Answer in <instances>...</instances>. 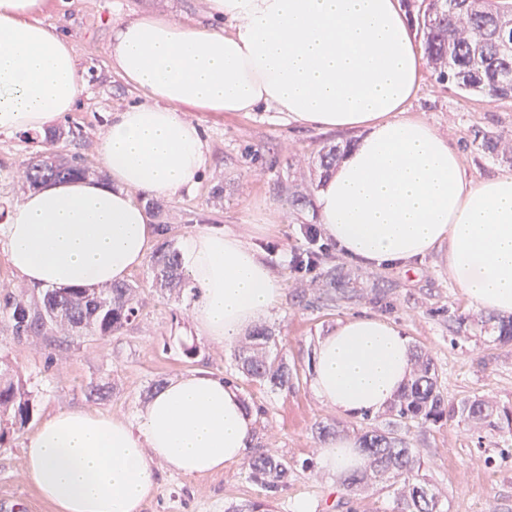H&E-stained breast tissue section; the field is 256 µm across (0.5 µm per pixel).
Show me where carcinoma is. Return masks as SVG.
<instances>
[{
	"instance_id": "obj_1",
	"label": "carcinoma",
	"mask_w": 512,
	"mask_h": 512,
	"mask_svg": "<svg viewBox=\"0 0 512 512\" xmlns=\"http://www.w3.org/2000/svg\"><path fill=\"white\" fill-rule=\"evenodd\" d=\"M410 24L438 84H449L466 94L512 99V0H402ZM341 157L338 145L319 150L317 168L328 175ZM99 175L81 154L52 159L32 157L22 171L23 183L35 187L50 180ZM148 275L155 288L179 292L187 280L179 253L169 241L152 252ZM140 285L123 282L100 288L46 289L30 296L20 289L5 296L0 315L14 338L58 334V349L87 337H107L136 321ZM498 339L512 342V318L484 320ZM412 372L403 389L387 407L388 422L360 436L368 466L349 476L347 488L360 490L384 485L393 489L396 512H440L439 494L420 474V462L409 448L405 433L412 427L435 425L459 416L493 430L512 431V410L500 409L479 396L448 402L441 390L431 356L413 352ZM238 373L248 383L271 391L294 385L297 370L288 365L275 336L258 328L234 352ZM29 392L21 381L0 382V440L7 429L21 431L33 416ZM291 466L272 452L251 456L248 478L260 485L267 499L277 498L288 485Z\"/></svg>"
}]
</instances>
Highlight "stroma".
Segmentation results:
<instances>
[{"instance_id":"stroma-1","label":"stroma","mask_w":512,"mask_h":512,"mask_svg":"<svg viewBox=\"0 0 512 512\" xmlns=\"http://www.w3.org/2000/svg\"><path fill=\"white\" fill-rule=\"evenodd\" d=\"M148 11L194 22L203 19L206 6L205 0H48L44 22L67 36L87 70L85 93L60 123L80 129L82 140L51 144L40 133H0V221L23 195L17 171L29 158L76 152L99 162L110 112L140 100L112 71L107 55L112 26ZM408 114L427 121L458 148L468 178L479 181L512 170V153L491 154L481 147L487 137L512 142V100L466 96L426 73ZM195 118L208 130L209 153L201 183L166 203L175 241L199 229H233L264 253L284 281L285 298L263 324L297 368L299 381L276 392L240 387L249 409H266L256 421L253 452H275L293 468L287 488L270 504L272 512H295L302 500L314 512H394L391 490L355 494L311 466L321 448L312 434L316 422L336 423L340 435H358L385 420L381 413L341 415L319 401L310 372L318 339L349 315H377L403 329L411 346L430 354L449 401L476 395L508 407L512 343L500 344L491 328L452 322V315L472 311L473 305L449 280L442 250L406 266L375 268L333 247L313 271H294L296 254L307 247L301 227L317 223L318 215L314 204L294 207L287 197L306 191L323 146L352 144L356 133L300 127L274 111L199 112ZM331 269L341 275V290L332 302L325 296ZM129 279L145 285L138 319L120 333L86 339L60 356L47 339H13L0 321V371L21 378L34 404L32 423L0 444V512H52L24 476L23 448L37 423L58 408L130 417L149 399L156 381L199 369L237 380L233 348L197 336L187 292L170 295L147 287L143 266ZM192 345L198 354L190 360L183 350ZM92 383L106 386L103 399L88 400ZM407 437L427 481L441 494L442 512H512V432L477 430L454 417L411 428ZM262 498L261 488L237 461L206 476L163 472L143 512H225L229 505Z\"/></svg>"}]
</instances>
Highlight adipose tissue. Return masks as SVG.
Wrapping results in <instances>:
<instances>
[{"label":"adipose tissue","instance_id":"adipose-tissue-1","mask_svg":"<svg viewBox=\"0 0 512 512\" xmlns=\"http://www.w3.org/2000/svg\"><path fill=\"white\" fill-rule=\"evenodd\" d=\"M47 0H0V133L42 131L86 87L70 41L41 15ZM207 22L145 13L115 25L112 67L144 101L113 112L99 154L112 181L28 190L0 225L31 288L123 281L155 233L134 193L173 199L201 181L208 140L194 112L285 113L360 137L316 198L328 238L374 267L447 247L448 275L478 308L512 314V172L473 182L458 150L408 116L426 58L399 0H206ZM182 268L198 335L234 345L282 301L264 255L231 229L184 238ZM412 370L395 325L351 315L322 336L312 388L336 413L384 411ZM256 414L224 377L168 381L133 416L61 408L25 444L24 473L54 512H142L160 468L223 471L252 446ZM368 463L355 437L323 444L318 470L343 482Z\"/></svg>","mask_w":512,"mask_h":512}]
</instances>
